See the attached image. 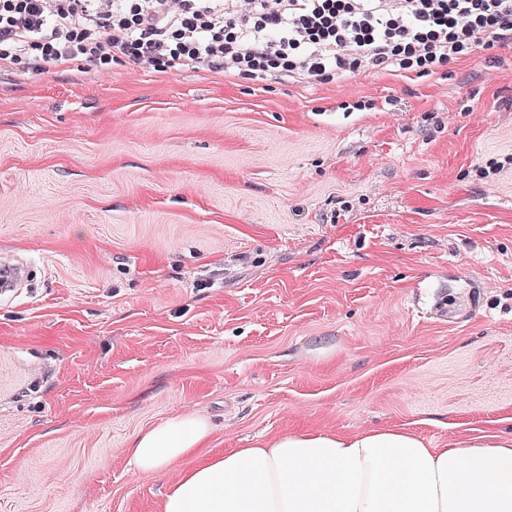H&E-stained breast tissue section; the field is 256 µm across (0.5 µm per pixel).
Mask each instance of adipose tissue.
Here are the masks:
<instances>
[{"instance_id":"ef3b65f1","label":"adipose tissue","mask_w":512,"mask_h":512,"mask_svg":"<svg viewBox=\"0 0 512 512\" xmlns=\"http://www.w3.org/2000/svg\"><path fill=\"white\" fill-rule=\"evenodd\" d=\"M214 432L185 412L131 439L141 472L170 475L157 512H512V435L298 427L217 450Z\"/></svg>"}]
</instances>
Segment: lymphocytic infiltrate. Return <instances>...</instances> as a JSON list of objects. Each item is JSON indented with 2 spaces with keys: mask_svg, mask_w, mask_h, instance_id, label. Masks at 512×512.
Returning <instances> with one entry per match:
<instances>
[{
  "mask_svg": "<svg viewBox=\"0 0 512 512\" xmlns=\"http://www.w3.org/2000/svg\"><path fill=\"white\" fill-rule=\"evenodd\" d=\"M512 42V0H0V69L114 55L169 72L420 76Z\"/></svg>",
  "mask_w": 512,
  "mask_h": 512,
  "instance_id": "obj_1",
  "label": "lymphocytic infiltrate"
}]
</instances>
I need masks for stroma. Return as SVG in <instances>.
I'll list each match as a JSON object with an SVG mask.
<instances>
[{
	"mask_svg": "<svg viewBox=\"0 0 512 512\" xmlns=\"http://www.w3.org/2000/svg\"><path fill=\"white\" fill-rule=\"evenodd\" d=\"M368 106L353 109V102ZM512 44L324 83L0 71V512H155L132 437L512 415ZM448 304L452 319L436 316Z\"/></svg>",
	"mask_w": 512,
	"mask_h": 512,
	"instance_id": "1",
	"label": "stroma"
}]
</instances>
